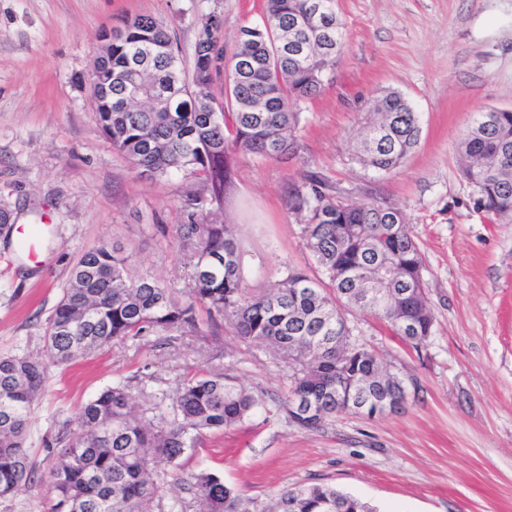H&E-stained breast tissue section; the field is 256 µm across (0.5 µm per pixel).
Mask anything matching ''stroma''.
<instances>
[{"label":"stroma","instance_id":"obj_1","mask_svg":"<svg viewBox=\"0 0 512 512\" xmlns=\"http://www.w3.org/2000/svg\"><path fill=\"white\" fill-rule=\"evenodd\" d=\"M264 0H0V208L15 233L0 234V354L47 355L45 330L83 252L120 245L131 277L158 280L179 300L192 261L177 227L209 216L233 224L251 289L293 269L320 277L303 224L289 208L306 175L338 196L400 207L424 255L432 334L417 348L384 323L348 313L355 337L412 387L403 409L344 412L299 428L282 405L288 375L260 345L198 311L199 329L113 345L49 366L26 447L42 463L47 443L78 430L82 405L128 383L139 406L164 401L199 372L222 371L258 397L251 417L203 434L176 468L220 474L244 497L267 503L284 488L330 485L382 512H512V222L475 210L460 174L458 142L478 110L512 109V0H336L345 24L334 78L300 107L298 150L282 160L234 157L222 203L207 184L138 174L99 130L89 83L103 32L151 15L191 67L200 22L224 21V54ZM395 90L422 125L417 147L390 172L352 152L368 106ZM198 197L201 211L187 200ZM44 227L39 263L19 230Z\"/></svg>","mask_w":512,"mask_h":512}]
</instances>
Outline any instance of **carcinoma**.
Masks as SVG:
<instances>
[{"instance_id": "carcinoma-1", "label": "carcinoma", "mask_w": 512, "mask_h": 512, "mask_svg": "<svg viewBox=\"0 0 512 512\" xmlns=\"http://www.w3.org/2000/svg\"><path fill=\"white\" fill-rule=\"evenodd\" d=\"M222 19L200 23L192 68L162 22L138 15L112 31L108 99L95 101L99 127L135 170L155 180L174 173L208 183L223 200L230 155L284 159L297 149L300 104L321 94L344 48L336 0H265L261 22L241 30L238 51L224 56ZM136 82L142 95L129 97ZM355 157L388 172L418 143L419 115L390 91L372 102ZM462 176L475 185L474 206L512 221V110L476 113L461 138ZM303 216L307 245L324 279L291 271L271 288L246 287L244 250L234 227L206 220L179 225L194 258L189 297L179 303L150 277L132 279L122 248L86 251L46 328L50 360L68 365L116 343L198 326L197 310L228 321L249 344L272 348L288 371L285 411L299 427L318 429L359 401L377 398L387 377L376 353L348 348L345 312L377 317L403 336H429L433 313L423 256L403 211L389 203L343 202L319 175L291 197ZM341 354H336V349ZM47 365L27 355H0V499L40 483L25 448L34 402ZM260 400L234 377L205 371L170 397L139 412L128 386L88 400L67 444L46 448L52 490L49 512H153L161 466L256 412ZM202 512H378L368 501L328 485L281 490L270 506L237 494L215 473L189 478Z\"/></svg>"}]
</instances>
